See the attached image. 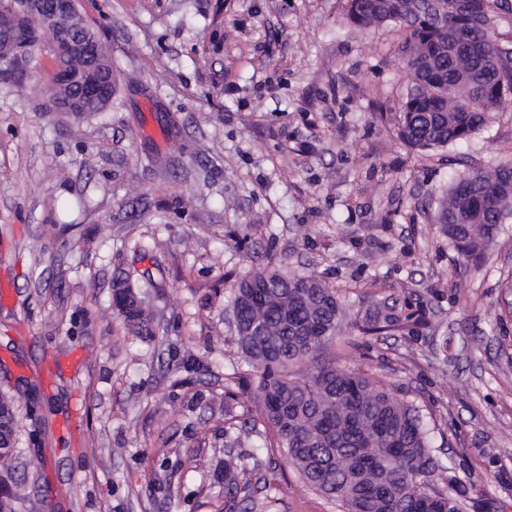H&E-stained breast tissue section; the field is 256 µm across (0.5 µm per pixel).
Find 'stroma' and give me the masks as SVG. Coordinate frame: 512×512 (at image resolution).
Segmentation results:
<instances>
[{"label": "stroma", "instance_id": "1", "mask_svg": "<svg viewBox=\"0 0 512 512\" xmlns=\"http://www.w3.org/2000/svg\"><path fill=\"white\" fill-rule=\"evenodd\" d=\"M346 8L78 0L117 75L79 122L39 92L51 43L0 70V390L19 415L0 477L21 512H222L229 286L269 263L338 289L337 362L421 410L463 512H512V217L477 267L433 222L453 176L512 161V99L468 141L407 147L405 33ZM146 272L152 341L112 308L113 282ZM376 302L416 321L366 348ZM254 454L245 512H337L279 449Z\"/></svg>", "mask_w": 512, "mask_h": 512}]
</instances>
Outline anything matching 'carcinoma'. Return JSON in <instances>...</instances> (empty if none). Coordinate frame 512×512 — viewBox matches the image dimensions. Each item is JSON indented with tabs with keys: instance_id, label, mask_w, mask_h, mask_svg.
I'll return each mask as SVG.
<instances>
[{
	"instance_id": "obj_1",
	"label": "carcinoma",
	"mask_w": 512,
	"mask_h": 512,
	"mask_svg": "<svg viewBox=\"0 0 512 512\" xmlns=\"http://www.w3.org/2000/svg\"><path fill=\"white\" fill-rule=\"evenodd\" d=\"M507 0H347L346 19L362 29L394 25L406 31L411 82L401 105L398 135L421 150L469 139L492 118L512 91V56L501 57L495 38L498 11ZM62 68L83 76L84 61L55 48ZM76 86L54 82L44 90L62 104ZM512 163L502 162L453 178L437 211L439 232L457 254L481 264L498 224L512 214ZM232 312L243 370L224 386V440L283 448L289 464L343 512H460L466 490L452 496L421 478L450 468L435 456L429 425L414 404L397 397L373 372L353 373L326 352L342 329L336 291L313 275L256 267L232 286ZM134 336L154 338L145 309L117 312ZM386 303L370 309L366 336H382L409 322ZM244 409L240 415L232 406ZM260 415L264 430L248 417ZM15 398L0 392V443L16 447ZM249 454L224 455V508L238 506ZM21 489L0 495V512H19Z\"/></svg>"
}]
</instances>
